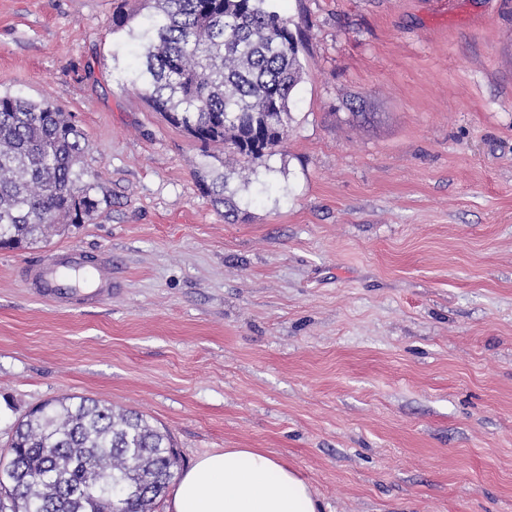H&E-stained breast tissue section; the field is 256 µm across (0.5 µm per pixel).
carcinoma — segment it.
I'll return each instance as SVG.
<instances>
[{"mask_svg": "<svg viewBox=\"0 0 512 512\" xmlns=\"http://www.w3.org/2000/svg\"><path fill=\"white\" fill-rule=\"evenodd\" d=\"M133 85L203 146L253 162L285 137L302 81L299 41L271 0H144ZM89 143L53 103L0 94V247L84 224L101 201L79 167ZM0 512H154L175 477L170 432L144 415L67 396L17 420Z\"/></svg>", "mask_w": 512, "mask_h": 512, "instance_id": "cac0c4a2", "label": "carcinoma"}]
</instances>
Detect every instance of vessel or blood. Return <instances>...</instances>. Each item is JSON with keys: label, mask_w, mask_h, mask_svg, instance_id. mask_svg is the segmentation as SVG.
<instances>
[{"label": "vessel or blood", "mask_w": 512, "mask_h": 512, "mask_svg": "<svg viewBox=\"0 0 512 512\" xmlns=\"http://www.w3.org/2000/svg\"><path fill=\"white\" fill-rule=\"evenodd\" d=\"M83 264L82 252L69 250L54 255L30 267L27 284L36 294L50 298L57 306L68 307L75 303L98 304L112 296V266L102 263L98 271L99 288L89 294H78L75 288L57 279L56 273L63 268L78 269Z\"/></svg>", "instance_id": "b4317fda"}]
</instances>
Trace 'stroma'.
Returning <instances> with one entry per match:
<instances>
[{"label": "stroma", "mask_w": 512, "mask_h": 512, "mask_svg": "<svg viewBox=\"0 0 512 512\" xmlns=\"http://www.w3.org/2000/svg\"><path fill=\"white\" fill-rule=\"evenodd\" d=\"M275 5L303 80L243 164L133 86L141 0H0V92L81 129L101 201L0 248V453L88 396L165 426L185 471L268 450L321 512H512V0ZM65 247L111 260V300L26 287Z\"/></svg>", "instance_id": "1"}]
</instances>
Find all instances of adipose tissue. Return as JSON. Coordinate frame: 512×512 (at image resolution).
<instances>
[{
    "mask_svg": "<svg viewBox=\"0 0 512 512\" xmlns=\"http://www.w3.org/2000/svg\"><path fill=\"white\" fill-rule=\"evenodd\" d=\"M309 483L259 448L202 455L177 480L168 512H318Z\"/></svg>",
    "mask_w": 512,
    "mask_h": 512,
    "instance_id": "adipose-tissue-1",
    "label": "adipose tissue"
}]
</instances>
